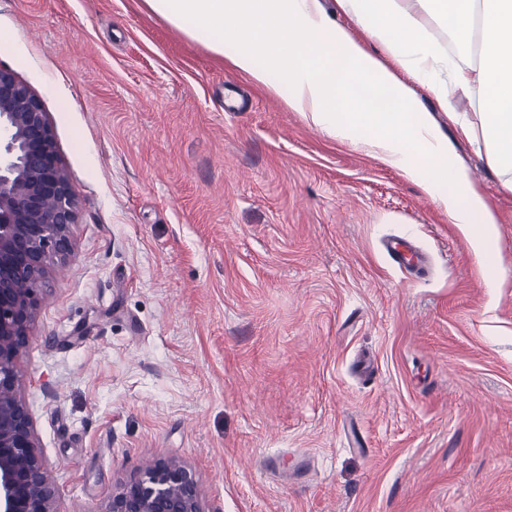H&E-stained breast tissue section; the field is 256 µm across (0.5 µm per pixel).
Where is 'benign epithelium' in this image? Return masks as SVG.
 <instances>
[{
  "instance_id": "benign-epithelium-1",
  "label": "benign epithelium",
  "mask_w": 512,
  "mask_h": 512,
  "mask_svg": "<svg viewBox=\"0 0 512 512\" xmlns=\"http://www.w3.org/2000/svg\"><path fill=\"white\" fill-rule=\"evenodd\" d=\"M78 201L42 105L0 65V512H56V483L21 397L17 360L49 269L73 255ZM101 512H205L194 474L157 459Z\"/></svg>"
}]
</instances>
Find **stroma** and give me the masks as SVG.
<instances>
[{
	"label": "stroma",
	"mask_w": 512,
	"mask_h": 512,
	"mask_svg": "<svg viewBox=\"0 0 512 512\" xmlns=\"http://www.w3.org/2000/svg\"><path fill=\"white\" fill-rule=\"evenodd\" d=\"M1 27L79 203L18 360L56 512L160 458L206 512H512V193L429 92L497 209V287L433 199L143 0H0ZM383 247L387 257L399 269H404L411 275L422 270L425 264V257L414 242L408 238H390L384 243Z\"/></svg>",
	"instance_id": "stroma-1"
}]
</instances>
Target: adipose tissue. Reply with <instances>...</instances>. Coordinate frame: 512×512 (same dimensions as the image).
Listing matches in <instances>:
<instances>
[{"label":"adipose tissue","instance_id":"adipose-tissue-1","mask_svg":"<svg viewBox=\"0 0 512 512\" xmlns=\"http://www.w3.org/2000/svg\"><path fill=\"white\" fill-rule=\"evenodd\" d=\"M148 9L327 135L368 147L430 196L493 258L499 217L416 95L424 87L461 134L506 172L512 192V0H336L381 45L375 56L320 0H144ZM438 20L452 51L430 36ZM475 102L461 118L457 97Z\"/></svg>","mask_w":512,"mask_h":512}]
</instances>
